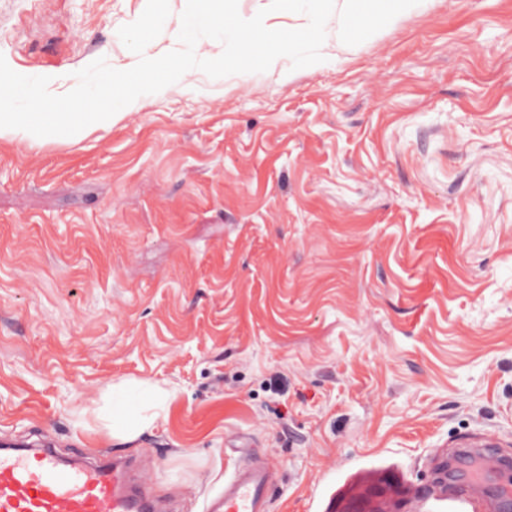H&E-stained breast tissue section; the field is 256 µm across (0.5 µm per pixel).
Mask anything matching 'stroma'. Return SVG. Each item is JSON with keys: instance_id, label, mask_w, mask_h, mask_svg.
I'll list each match as a JSON object with an SVG mask.
<instances>
[{"instance_id": "stroma-1", "label": "stroma", "mask_w": 512, "mask_h": 512, "mask_svg": "<svg viewBox=\"0 0 512 512\" xmlns=\"http://www.w3.org/2000/svg\"><path fill=\"white\" fill-rule=\"evenodd\" d=\"M147 0H0V54L52 93ZM324 65L191 70L89 133L0 138V441L152 455L201 512L249 455L270 512L436 460L512 454V0H427ZM165 412L113 438L112 388Z\"/></svg>"}]
</instances>
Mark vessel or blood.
<instances>
[{
  "mask_svg": "<svg viewBox=\"0 0 512 512\" xmlns=\"http://www.w3.org/2000/svg\"><path fill=\"white\" fill-rule=\"evenodd\" d=\"M480 472L462 495L474 512H495L512 495V472L481 450ZM274 467L260 458L245 461L224 480V491L206 512H267ZM145 457L122 455L87 466L64 461L49 448H0V512H165L148 490Z\"/></svg>",
  "mask_w": 512,
  "mask_h": 512,
  "instance_id": "1",
  "label": "vessel or blood"
}]
</instances>
